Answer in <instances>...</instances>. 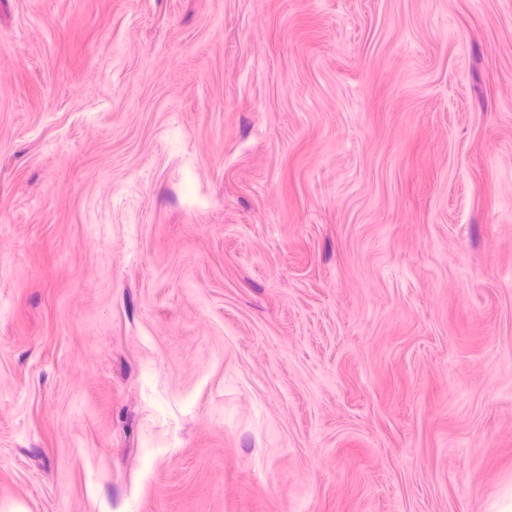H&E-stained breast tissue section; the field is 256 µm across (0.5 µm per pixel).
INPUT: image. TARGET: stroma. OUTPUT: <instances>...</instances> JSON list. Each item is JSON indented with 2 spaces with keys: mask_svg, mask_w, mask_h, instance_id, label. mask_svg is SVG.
Returning <instances> with one entry per match:
<instances>
[{
  "mask_svg": "<svg viewBox=\"0 0 512 512\" xmlns=\"http://www.w3.org/2000/svg\"><path fill=\"white\" fill-rule=\"evenodd\" d=\"M510 484L512 0H0V512Z\"/></svg>",
  "mask_w": 512,
  "mask_h": 512,
  "instance_id": "obj_1",
  "label": "stroma"
}]
</instances>
